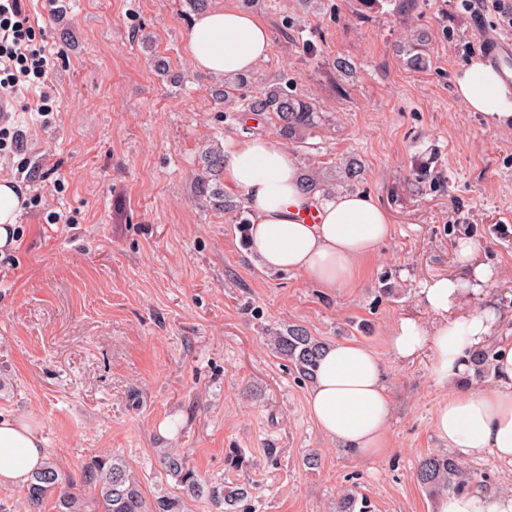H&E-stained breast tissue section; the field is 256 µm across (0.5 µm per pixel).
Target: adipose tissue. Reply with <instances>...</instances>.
Returning <instances> with one entry per match:
<instances>
[{
	"label": "adipose tissue",
	"mask_w": 512,
	"mask_h": 512,
	"mask_svg": "<svg viewBox=\"0 0 512 512\" xmlns=\"http://www.w3.org/2000/svg\"><path fill=\"white\" fill-rule=\"evenodd\" d=\"M270 33L235 0L196 14L187 55L194 70L214 76L252 72L267 59ZM455 94L496 127L512 126V85L489 63L475 60L456 75ZM224 180L245 196L252 214L248 249L270 271L305 275L319 287L345 288L392 232L390 216L371 195L336 192L332 199L304 190L295 157L268 137L230 140L224 147ZM19 186L0 180V250L15 243L13 225L25 204ZM464 290L453 276H438L421 291L423 304L441 318L434 333L402 320L389 338L392 354L432 351L437 383L463 377L469 353L492 336L496 317L488 309H463ZM494 385L449 394L434 413L437 438L463 458L485 453L512 465V344L497 350ZM309 406L321 432L341 450L370 458L390 447L391 399L380 356L356 342H339L325 353ZM45 458L44 439L33 423L0 415V485H26ZM435 512H512V494L444 495Z\"/></svg>",
	"instance_id": "1"
}]
</instances>
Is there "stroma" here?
<instances>
[{"label": "stroma", "mask_w": 512, "mask_h": 512, "mask_svg": "<svg viewBox=\"0 0 512 512\" xmlns=\"http://www.w3.org/2000/svg\"><path fill=\"white\" fill-rule=\"evenodd\" d=\"M270 29L269 55L248 95L278 76L324 123L295 148L300 171L356 159L393 235L350 288L327 291L302 274L266 272L246 227L195 189L202 151L273 124L224 119V80L194 71L185 50L188 0H25L49 59L45 86L22 89L15 126L26 149L0 157V178L39 167L17 246L0 256V414L37 423L48 456L79 479L102 454L122 458L142 494H184L163 449L203 479L256 485L254 512H333L354 490L374 512H434L414 479L445 453L431 422L455 391L431 376V353L394 357L388 339L409 318L434 331L420 302L431 279L457 272L460 240L493 271L481 307L493 344L512 342V129L488 124L454 93L455 75L485 57L458 0H237ZM423 35V67L402 53ZM351 69L341 73L337 59ZM53 111H36L41 90ZM305 328L333 344L356 341L386 367L391 444L361 459L323 435L268 329ZM276 447V460L265 450ZM240 462L230 467L229 451ZM317 454L319 466L302 459ZM477 487L512 493V466L466 459Z\"/></svg>", "instance_id": "1"}]
</instances>
